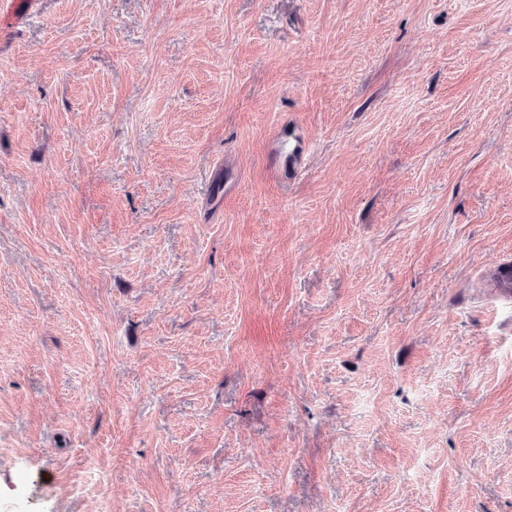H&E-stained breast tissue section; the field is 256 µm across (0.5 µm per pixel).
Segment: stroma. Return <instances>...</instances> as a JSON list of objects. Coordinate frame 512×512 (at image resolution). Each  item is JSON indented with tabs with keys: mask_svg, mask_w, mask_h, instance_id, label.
<instances>
[{
	"mask_svg": "<svg viewBox=\"0 0 512 512\" xmlns=\"http://www.w3.org/2000/svg\"><path fill=\"white\" fill-rule=\"evenodd\" d=\"M504 261L512 0H42L0 41V512H512ZM287 126L289 129H296V123L291 119L288 120V124L283 122L277 126L271 137L273 147L267 155L268 174L272 179L278 181L283 180L287 173L288 178H291L301 168V161L306 158L309 149L308 140L303 136H297L294 138L295 145L288 156V166L282 162L278 144Z\"/></svg>",
	"mask_w": 512,
	"mask_h": 512,
	"instance_id": "35a3bbf8",
	"label": "stroma"
}]
</instances>
